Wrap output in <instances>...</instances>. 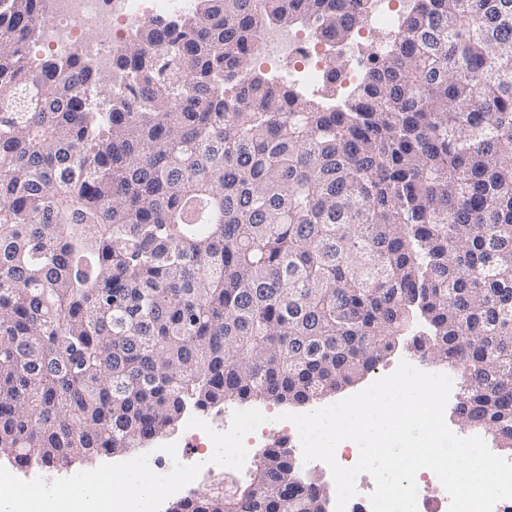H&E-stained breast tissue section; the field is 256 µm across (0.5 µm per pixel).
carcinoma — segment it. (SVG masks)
<instances>
[{"label":"carcinoma","mask_w":512,"mask_h":512,"mask_svg":"<svg viewBox=\"0 0 512 512\" xmlns=\"http://www.w3.org/2000/svg\"><path fill=\"white\" fill-rule=\"evenodd\" d=\"M0 0V458L142 448L199 410L313 405L412 332L512 427V0H415L339 110L250 72L259 28L364 0H196L112 55L30 53ZM108 110L95 112L90 89ZM169 512H326L296 452Z\"/></svg>","instance_id":"carcinoma-1"}]
</instances>
